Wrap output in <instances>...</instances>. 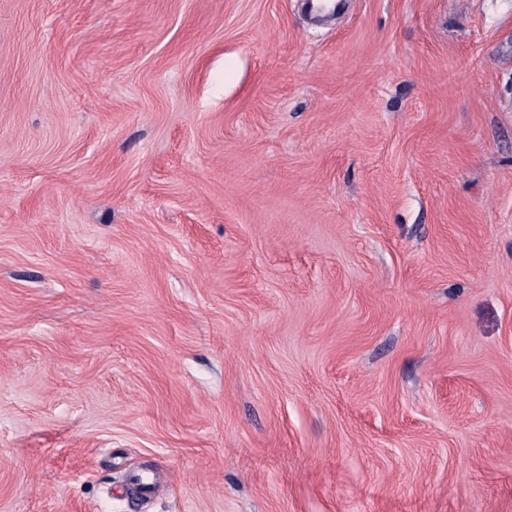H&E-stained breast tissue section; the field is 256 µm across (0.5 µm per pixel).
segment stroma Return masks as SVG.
I'll return each mask as SVG.
<instances>
[{
    "mask_svg": "<svg viewBox=\"0 0 512 512\" xmlns=\"http://www.w3.org/2000/svg\"><path fill=\"white\" fill-rule=\"evenodd\" d=\"M0 512H512V0H0Z\"/></svg>",
    "mask_w": 512,
    "mask_h": 512,
    "instance_id": "35a3bbf8",
    "label": "stroma"
}]
</instances>
